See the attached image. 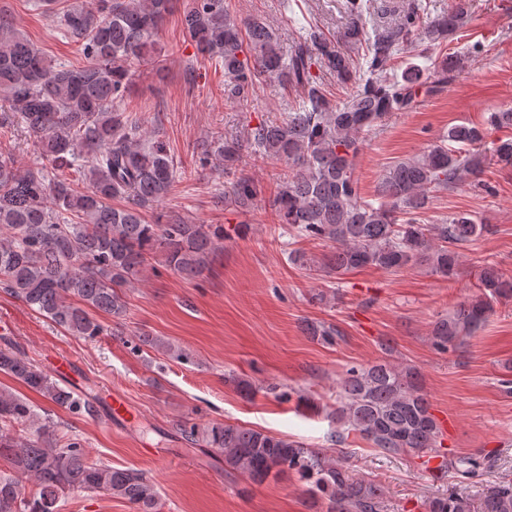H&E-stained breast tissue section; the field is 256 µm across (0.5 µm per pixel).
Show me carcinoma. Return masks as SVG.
<instances>
[{"mask_svg": "<svg viewBox=\"0 0 512 512\" xmlns=\"http://www.w3.org/2000/svg\"><path fill=\"white\" fill-rule=\"evenodd\" d=\"M175 0H93L88 8L58 11L63 32L81 42L86 63L54 65L0 16V130L18 116L35 138L42 159L72 164L85 154L80 190L49 178L36 166L22 170L0 150V289L66 332L94 339L104 326L90 314L124 320L123 288L150 266L158 253L187 279L203 275L229 233L223 225L186 224L147 209L172 190L176 169L166 143L128 122L115 108L132 85L131 66L145 59ZM370 0H344L347 23L341 40L362 51L359 61L336 41L309 29L285 52L278 35L258 18L241 20L225 0H188L186 35L196 53L224 69V99L244 102L274 79L300 92V103L283 120L262 119L248 128L246 143H204L198 163L217 160L236 168L243 147L261 159L283 161L293 170L269 200L277 223L299 237L328 241L329 274L342 276L373 266L397 270L425 263L448 280L457 276L455 246L482 230L467 213L438 224L422 223L432 193L478 181L489 161L512 167V138L491 141L488 130L512 128V109L492 112L489 128L460 124L427 152L389 167L378 197L363 199L354 177L364 138L392 112H409L420 94H435L460 63L435 50L453 40L468 14L467 0H451L448 13L431 18L426 0H409L393 23L368 27ZM412 48L429 66L427 81L413 66L398 74L397 57ZM352 92L331 99L323 75ZM261 193L240 176L224 202L243 210ZM481 294L434 322L433 345L448 350L486 322L492 302L512 298V279L496 267L479 274ZM312 338L333 341L331 324L308 323ZM0 373L10 376L74 415L99 413L98 401L40 369L15 343L0 347ZM336 424L359 432L384 454L439 456L441 429L421 393L417 372L387 362L352 366L341 383ZM17 426L30 429L22 439ZM188 443L214 449L224 471L255 484L296 474L315 486L309 508L327 501L326 512H381L383 488L335 465L320 449L263 431L222 422H179ZM0 512H60L69 492H101L126 501L133 512H158L155 484L135 468L89 460L78 438L61 437L20 395L0 388ZM440 467L473 475L491 467L486 456L444 458ZM35 490L25 492V483ZM427 512H512V483L487 486L479 499L450 493L426 503Z\"/></svg>", "mask_w": 512, "mask_h": 512, "instance_id": "cac0c4a2", "label": "carcinoma"}]
</instances>
